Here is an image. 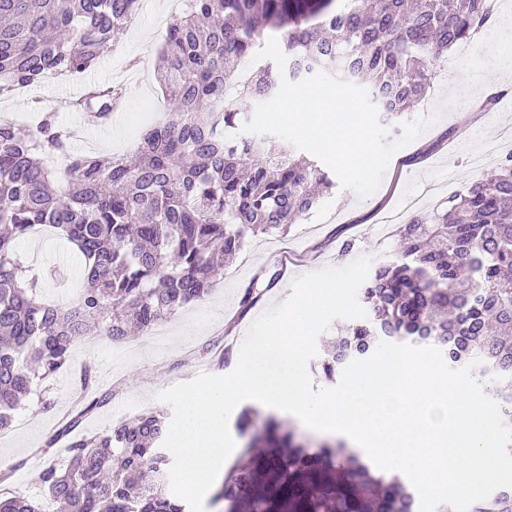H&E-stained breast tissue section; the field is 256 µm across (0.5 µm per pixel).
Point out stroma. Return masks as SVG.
<instances>
[{
  "label": "stroma",
  "instance_id": "1",
  "mask_svg": "<svg viewBox=\"0 0 512 512\" xmlns=\"http://www.w3.org/2000/svg\"><path fill=\"white\" fill-rule=\"evenodd\" d=\"M172 16L171 0H149L147 6L136 11L118 43L92 71L79 78L52 79L25 88L22 94L0 98V116L31 126L37 121L38 108L44 107L52 110L60 123L76 128L81 118L72 112L69 100L83 84L121 83L127 95L112 122L75 138L74 148L82 153L96 151L105 157L132 152L143 128L165 116L164 96L154 69ZM458 56V49L453 48L447 57L433 62V88L405 118L414 120L447 97H459V104L396 152V161L389 164L378 191L360 201L351 191L333 188L312 214L279 236L282 247L298 250L299 273L328 264L345 266L363 255L377 263L385 261L397 248L399 236L380 223V213L399 208L407 198L416 196L421 199L422 212H431L448 194L463 190L496 168L505 151L496 146L495 133L502 124L512 123V72L490 70L468 93L460 83H447L441 78L443 69ZM493 88L502 93L494 110L475 111L476 101ZM450 128L455 129V136L442 149H433V142ZM266 241L263 235L253 238L241 255L225 266L209 296L168 319L162 333L138 334L122 343L104 337L81 340L73 350L70 367L52 383L54 411H42L36 401H29L16 412L10 431L0 434V458L28 460L27 469L14 474L13 487L33 495L44 512H57L45 493L31 482L32 468L43 463L33 450L56 428L60 416L71 409L82 369L95 371L102 387L116 392L108 407L82 423L81 432L90 435L143 412L171 415V407L156 400L157 392L203 373H215L207 351L225 347L228 323L236 320L250 325L262 311L291 292L290 279L280 277L272 286L266 281L268 274L279 269ZM16 253L25 266L41 275L46 300L64 305L78 293L81 283L73 275L78 266L76 256L52 230L19 240ZM250 286L259 292L260 299L245 312L240 299Z\"/></svg>",
  "mask_w": 512,
  "mask_h": 512
}]
</instances>
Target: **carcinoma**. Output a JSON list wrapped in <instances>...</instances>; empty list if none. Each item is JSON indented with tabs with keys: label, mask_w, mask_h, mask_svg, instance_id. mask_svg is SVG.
<instances>
[{
	"label": "carcinoma",
	"mask_w": 512,
	"mask_h": 512,
	"mask_svg": "<svg viewBox=\"0 0 512 512\" xmlns=\"http://www.w3.org/2000/svg\"><path fill=\"white\" fill-rule=\"evenodd\" d=\"M139 0H0V96L18 87L80 75L114 46ZM492 16L487 0H183L167 30L157 75L166 119L144 130L131 153L103 158L69 150L70 131L51 112L32 128L0 120V432L33 387L70 364L88 336L127 339L151 331L211 291L224 257L258 235L285 232L317 205L329 174L295 158L286 141L237 133L245 101L275 96L268 64L231 84L232 62L275 37L294 80L323 70L371 88L383 122H396L431 86L430 65L468 41ZM121 84L73 102L93 123L112 119ZM65 159L70 185L44 164ZM49 226L80 258L83 285L68 305L40 297L38 275L15 242ZM402 252L359 289L367 317L337 337L313 368L332 383L379 341L438 347L448 363H482L474 376L512 424V153L496 170L414 215ZM81 408L45 442L63 464L32 471L66 512H186L166 491L168 422L139 414L86 436L85 416L111 395L84 370ZM245 448L213 503L224 512H419L397 476L378 474L330 439L311 441L277 419L245 411ZM0 478V512H41ZM468 512H512V489Z\"/></svg>",
	"instance_id": "cac0c4a2"
}]
</instances>
